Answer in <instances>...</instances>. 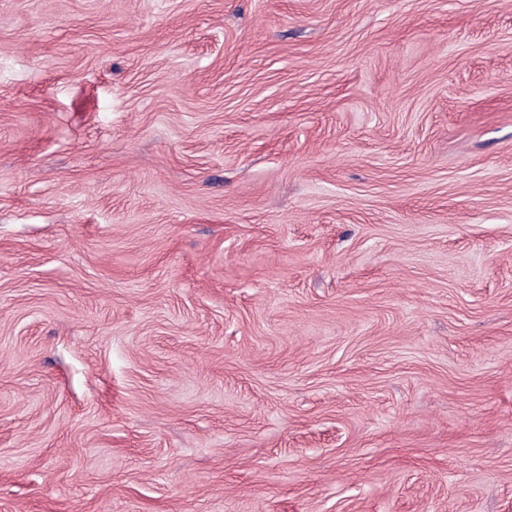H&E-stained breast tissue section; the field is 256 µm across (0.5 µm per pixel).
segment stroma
<instances>
[{
  "label": "stroma",
  "mask_w": 512,
  "mask_h": 512,
  "mask_svg": "<svg viewBox=\"0 0 512 512\" xmlns=\"http://www.w3.org/2000/svg\"><path fill=\"white\" fill-rule=\"evenodd\" d=\"M0 512H512V0H0Z\"/></svg>",
  "instance_id": "stroma-1"
}]
</instances>
